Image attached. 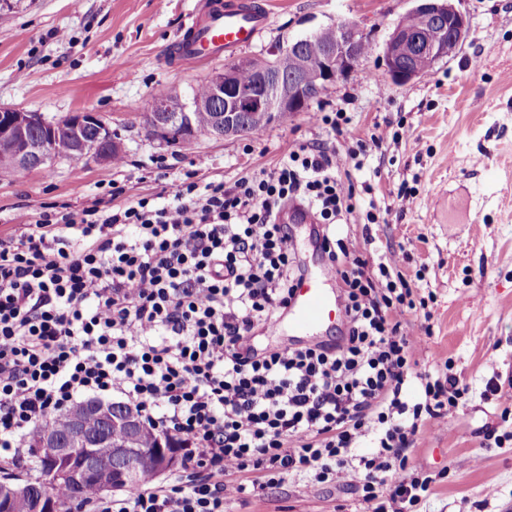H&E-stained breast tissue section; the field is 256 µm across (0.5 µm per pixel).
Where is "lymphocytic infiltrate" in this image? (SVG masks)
I'll return each mask as SVG.
<instances>
[{"mask_svg":"<svg viewBox=\"0 0 512 512\" xmlns=\"http://www.w3.org/2000/svg\"><path fill=\"white\" fill-rule=\"evenodd\" d=\"M323 141L289 150L232 184L188 173L156 197L40 213L0 238V462L82 395L120 394L152 430L178 439L183 468L75 512H224L226 499L293 479L353 480L362 512H413L429 490L410 476L425 425L467 394L459 377L419 371L406 331L413 292L404 252L367 255L338 236L355 189L341 173L379 149ZM322 226L346 322L335 344L258 351L250 336L283 314L298 277L287 203Z\"/></svg>","mask_w":512,"mask_h":512,"instance_id":"lymphocytic-infiltrate-1","label":"lymphocytic infiltrate"}]
</instances>
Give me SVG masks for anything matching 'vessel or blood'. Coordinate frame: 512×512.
I'll use <instances>...</instances> for the list:
<instances>
[{
	"mask_svg": "<svg viewBox=\"0 0 512 512\" xmlns=\"http://www.w3.org/2000/svg\"><path fill=\"white\" fill-rule=\"evenodd\" d=\"M202 18L192 20L178 53L181 58L209 61L235 53L259 39L267 28L269 14L258 0H204ZM336 273L320 265L315 276L302 279L285 316L268 324L266 335H289L301 346L319 343V327L344 324Z\"/></svg>",
	"mask_w": 512,
	"mask_h": 512,
	"instance_id": "vessel-or-blood-1",
	"label": "vessel or blood"
}]
</instances>
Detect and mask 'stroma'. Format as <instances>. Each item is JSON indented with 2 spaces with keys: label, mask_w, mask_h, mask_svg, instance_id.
Segmentation results:
<instances>
[{
  "label": "stroma",
  "mask_w": 512,
  "mask_h": 512,
  "mask_svg": "<svg viewBox=\"0 0 512 512\" xmlns=\"http://www.w3.org/2000/svg\"><path fill=\"white\" fill-rule=\"evenodd\" d=\"M199 0H0V106L53 121L92 111L117 134L124 166L54 160L50 166L0 174V237L34 221L42 207L78 212L115 182L126 198L157 195L168 182L196 171L203 181L233 182L272 169L296 144L331 140L347 151L376 127L402 123L403 138L363 158L351 171L356 208L350 237L371 234L377 251L405 249L403 274L427 308L403 317L410 332L430 324L429 364L452 362L470 398L430 421L409 453L434 478L418 512H512V414L488 381L512 384V0H462L470 37L452 58L406 85L391 84L378 62L410 0H265L266 32L241 58L269 55L291 39L339 22L357 24L371 52L349 75L327 85L308 112L268 126L261 136L198 137L170 145L149 135L143 117L157 89L188 94L223 72L220 60L177 61L175 42ZM67 29L73 43L51 37ZM344 109L349 122L329 135L309 112ZM414 203L401 204V184ZM390 206L385 222L367 224L370 204ZM227 512H360L347 484L309 488L287 482Z\"/></svg>",
  "instance_id": "35a3bbf8"
}]
</instances>
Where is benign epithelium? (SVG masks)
<instances>
[{"label": "benign epithelium", "mask_w": 512, "mask_h": 512, "mask_svg": "<svg viewBox=\"0 0 512 512\" xmlns=\"http://www.w3.org/2000/svg\"><path fill=\"white\" fill-rule=\"evenodd\" d=\"M410 12L421 17L419 27L410 31L397 22L385 41L380 60L385 74L395 85L402 86L426 76L432 67L444 58L454 56L470 35V22L465 13L455 5L456 0H413ZM365 34L353 23L336 24V39L328 46L324 57L315 62L303 52L304 39L288 41V44L272 54L269 70L250 87L237 82V73L248 60L237 59L224 65V72L212 78L211 106L218 113L212 130L214 137H232L239 134L240 120L248 112L267 113L272 116L301 112L308 102L306 84L314 82L326 86L345 77L363 59L359 46ZM410 44L409 57L421 55L427 66L419 68L408 60H399L393 51V43ZM283 53L292 60V68L283 72L277 60ZM183 105L180 95L171 92L152 106L155 112L154 135L166 134L167 128L177 121ZM93 120L99 126V137L107 139L112 134L110 126L96 113L85 111L71 113L58 121L47 122L36 112L13 108H0V168L14 170L35 169L52 157L55 137L62 133L74 135L80 127ZM41 129V136L33 139L30 130ZM97 420L104 427L122 424L130 437H135L140 421L134 413L126 412L117 402L89 400L74 405L69 434L60 438L45 434L38 444L40 453L47 455L52 474L69 478L80 471L87 478L98 481L110 492L121 490V483L99 469L94 459L85 454L91 438L85 434L86 421ZM156 476L175 470L179 465L177 452L159 444L149 459ZM29 496L36 503L35 512H59L56 501L41 488L24 481H0V497Z\"/></svg>", "instance_id": "benign-epithelium-1"}]
</instances>
